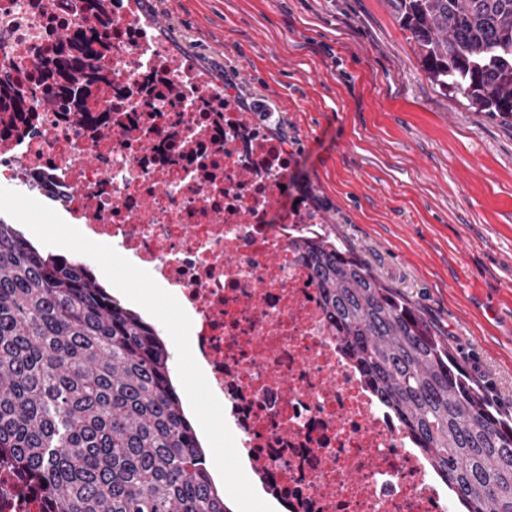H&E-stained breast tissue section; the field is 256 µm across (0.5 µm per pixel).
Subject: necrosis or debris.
I'll return each mask as SVG.
<instances>
[{
  "instance_id": "obj_1",
  "label": "necrosis or debris",
  "mask_w": 512,
  "mask_h": 512,
  "mask_svg": "<svg viewBox=\"0 0 512 512\" xmlns=\"http://www.w3.org/2000/svg\"><path fill=\"white\" fill-rule=\"evenodd\" d=\"M93 25L102 78L44 93L34 60ZM0 187L51 203L176 288L253 479L282 512H455L372 397L290 248L320 219L285 207L293 159L237 99L176 61L136 0H0ZM82 107L81 124L72 108Z\"/></svg>"
}]
</instances>
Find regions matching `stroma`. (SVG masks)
<instances>
[{"instance_id":"obj_1","label":"stroma","mask_w":512,"mask_h":512,"mask_svg":"<svg viewBox=\"0 0 512 512\" xmlns=\"http://www.w3.org/2000/svg\"><path fill=\"white\" fill-rule=\"evenodd\" d=\"M173 57L259 100L316 211L512 412V124L429 79L384 0H141Z\"/></svg>"}]
</instances>
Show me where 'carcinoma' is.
<instances>
[{
  "mask_svg": "<svg viewBox=\"0 0 512 512\" xmlns=\"http://www.w3.org/2000/svg\"><path fill=\"white\" fill-rule=\"evenodd\" d=\"M443 91L512 119V0H384ZM50 76L98 78L96 38L64 31ZM339 342L468 512H512V414L415 309L327 231L299 235ZM156 327L86 264L0 219V472L50 512H231Z\"/></svg>",
  "mask_w": 512,
  "mask_h": 512,
  "instance_id": "cac0c4a2",
  "label": "carcinoma"
}]
</instances>
